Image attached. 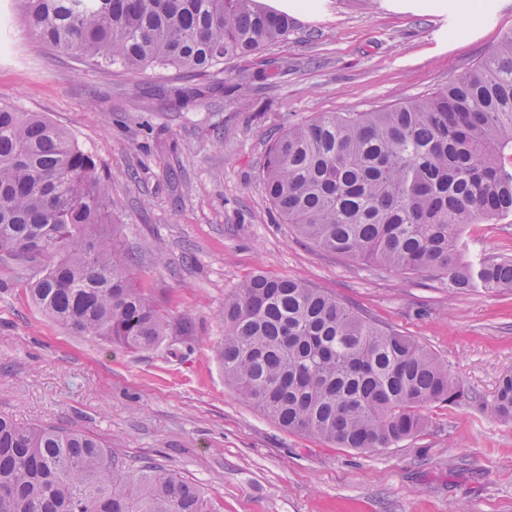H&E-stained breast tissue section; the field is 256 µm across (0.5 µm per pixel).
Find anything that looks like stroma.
<instances>
[{"mask_svg":"<svg viewBox=\"0 0 512 512\" xmlns=\"http://www.w3.org/2000/svg\"><path fill=\"white\" fill-rule=\"evenodd\" d=\"M286 40L197 76L102 68L42 45L0 0V105L38 112L95 161L113 229L171 330L132 352L81 336L26 298L0 260V416L76 428L131 464L178 473L213 512H512V422L480 407L512 371V288L449 292L444 278L319 250L281 223L259 172L288 126L438 90L512 31V0H267ZM278 67L229 103L241 73ZM203 90L186 107L170 87ZM465 257L512 256V216L467 228ZM263 272L334 295L447 362L472 402L424 409V429L379 452L282 430L224 380V302Z\"/></svg>","mask_w":512,"mask_h":512,"instance_id":"stroma-1","label":"stroma"}]
</instances>
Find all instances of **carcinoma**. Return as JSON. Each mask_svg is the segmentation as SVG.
I'll use <instances>...</instances> for the list:
<instances>
[{
	"label": "carcinoma",
	"instance_id": "carcinoma-1",
	"mask_svg": "<svg viewBox=\"0 0 512 512\" xmlns=\"http://www.w3.org/2000/svg\"><path fill=\"white\" fill-rule=\"evenodd\" d=\"M41 44L102 67L200 74L288 38L261 0H18ZM276 75L243 73L224 89ZM260 178L285 224L315 247L448 279V290L512 288V257L463 260L465 229L512 214V31L481 63L426 97L288 127ZM93 159L38 112L0 106V256L41 262L32 304L82 336L132 351L170 324L115 239ZM224 379L282 429L378 451L417 435L422 410L477 401L448 364L300 281L256 274L224 302ZM479 402V401H477ZM491 416L512 421V372ZM0 512H211L178 474L131 468L80 429L0 416Z\"/></svg>",
	"mask_w": 512,
	"mask_h": 512
}]
</instances>
